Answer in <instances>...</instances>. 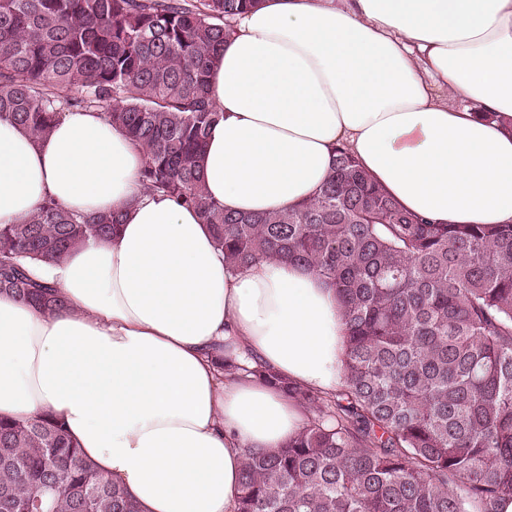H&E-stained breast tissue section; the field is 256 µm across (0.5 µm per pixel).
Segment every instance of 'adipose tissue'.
Here are the masks:
<instances>
[{
  "instance_id": "adipose-tissue-1",
  "label": "adipose tissue",
  "mask_w": 512,
  "mask_h": 512,
  "mask_svg": "<svg viewBox=\"0 0 512 512\" xmlns=\"http://www.w3.org/2000/svg\"><path fill=\"white\" fill-rule=\"evenodd\" d=\"M209 93L224 119L204 186L227 211L309 201L343 147L412 213L512 224V0H262L236 17ZM140 164L92 111L40 140L0 121V224L49 197L123 214L117 236L36 269L63 310L0 293V417L62 420L140 512H236L244 449L284 446L304 410L218 362L335 391L336 292L286 260L232 271L196 212L144 193Z\"/></svg>"
}]
</instances>
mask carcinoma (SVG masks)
<instances>
[{
  "label": "carcinoma",
  "instance_id": "1",
  "mask_svg": "<svg viewBox=\"0 0 512 512\" xmlns=\"http://www.w3.org/2000/svg\"><path fill=\"white\" fill-rule=\"evenodd\" d=\"M260 0H0V120L32 137L95 111L141 153L148 193L197 211L234 271L303 264L334 288L342 385L302 389L288 443L245 451L236 512H501L512 499V224H440L404 210L344 148L310 201L232 214L200 162L224 119L208 94L232 20ZM45 200L0 224V291L64 306L29 264L120 230ZM138 512L49 413L0 419V512Z\"/></svg>",
  "mask_w": 512,
  "mask_h": 512
}]
</instances>
